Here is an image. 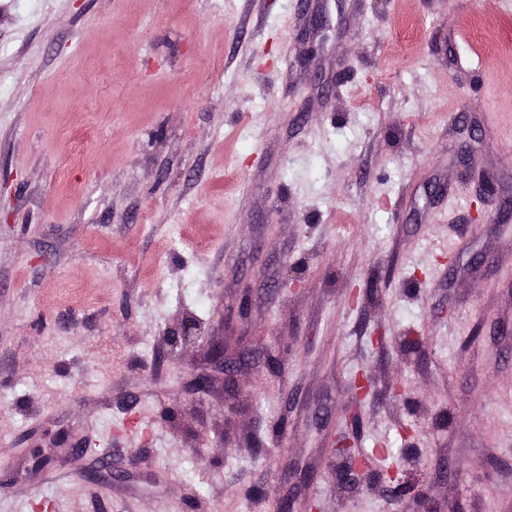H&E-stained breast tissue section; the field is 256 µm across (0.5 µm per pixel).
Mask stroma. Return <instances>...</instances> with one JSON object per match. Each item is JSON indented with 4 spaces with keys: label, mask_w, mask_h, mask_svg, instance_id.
<instances>
[{
    "label": "stroma",
    "mask_w": 512,
    "mask_h": 512,
    "mask_svg": "<svg viewBox=\"0 0 512 512\" xmlns=\"http://www.w3.org/2000/svg\"><path fill=\"white\" fill-rule=\"evenodd\" d=\"M486 180L501 0H0V512H512Z\"/></svg>",
    "instance_id": "35a3bbf8"
}]
</instances>
